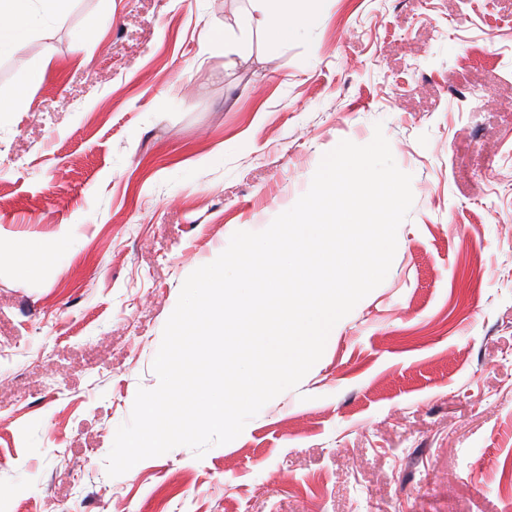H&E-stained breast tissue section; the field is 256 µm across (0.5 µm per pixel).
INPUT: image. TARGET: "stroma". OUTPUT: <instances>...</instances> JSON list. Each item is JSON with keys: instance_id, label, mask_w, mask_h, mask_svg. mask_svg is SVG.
<instances>
[{"instance_id": "stroma-1", "label": "stroma", "mask_w": 512, "mask_h": 512, "mask_svg": "<svg viewBox=\"0 0 512 512\" xmlns=\"http://www.w3.org/2000/svg\"><path fill=\"white\" fill-rule=\"evenodd\" d=\"M101 6L0 61L6 100L54 50L0 114V237L59 243L0 254V512H512V0H323L276 50L249 0ZM378 124L414 196L383 283L235 440L108 476L184 280ZM53 61V54L47 50L42 56L40 62L36 65H31L25 72V82L18 87L14 97L8 103L0 101V112H11L15 109L21 108L26 104L28 92L38 86L44 77L45 72ZM2 249L9 252L16 259V270L20 277H28L34 270L35 266L46 256H54L53 249L37 241L12 238L6 244L1 239Z\"/></svg>"}]
</instances>
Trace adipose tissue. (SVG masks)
I'll use <instances>...</instances> for the list:
<instances>
[{"label": "adipose tissue", "instance_id": "adipose-tissue-1", "mask_svg": "<svg viewBox=\"0 0 512 512\" xmlns=\"http://www.w3.org/2000/svg\"><path fill=\"white\" fill-rule=\"evenodd\" d=\"M72 0H0V60L15 57L22 44L48 36L51 23L63 19ZM267 13L266 37L285 45L298 30L315 31L323 24L318 0H252Z\"/></svg>", "mask_w": 512, "mask_h": 512}]
</instances>
